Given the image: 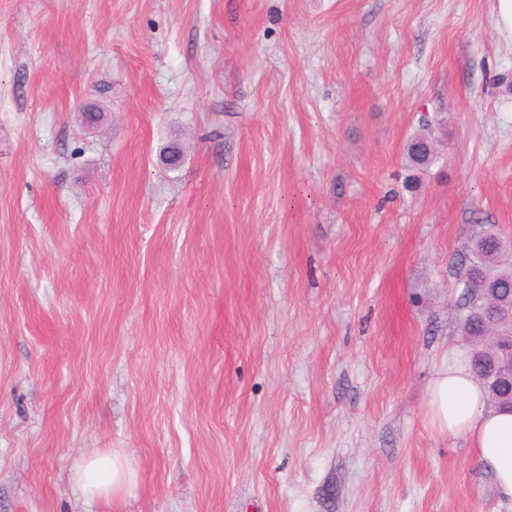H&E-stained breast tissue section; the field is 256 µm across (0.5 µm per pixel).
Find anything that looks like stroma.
<instances>
[{"label": "stroma", "instance_id": "obj_1", "mask_svg": "<svg viewBox=\"0 0 512 512\" xmlns=\"http://www.w3.org/2000/svg\"><path fill=\"white\" fill-rule=\"evenodd\" d=\"M494 6L0 0V512L111 448L112 512H512L425 417L512 242ZM483 242L481 249L474 244L472 260L460 275L458 284L462 286L457 319L465 336L474 343V353L480 355L481 342L479 320L487 306L509 308L512 302V249L501 236L487 228L477 238ZM486 283H499L502 289L494 296H487L483 287ZM469 285V287H468ZM481 298L476 302V295ZM477 325V326H475Z\"/></svg>", "mask_w": 512, "mask_h": 512}]
</instances>
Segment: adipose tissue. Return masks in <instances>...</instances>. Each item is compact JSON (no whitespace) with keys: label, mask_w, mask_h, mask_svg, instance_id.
Returning <instances> with one entry per match:
<instances>
[{"label":"adipose tissue","mask_w":512,"mask_h":512,"mask_svg":"<svg viewBox=\"0 0 512 512\" xmlns=\"http://www.w3.org/2000/svg\"><path fill=\"white\" fill-rule=\"evenodd\" d=\"M483 385L460 358L440 368L427 389L433 429L469 440L478 460L494 477L501 496L512 499V413L487 408ZM137 477L116 450L85 455L72 473L74 490L85 505H114L124 499Z\"/></svg>","instance_id":"1"}]
</instances>
